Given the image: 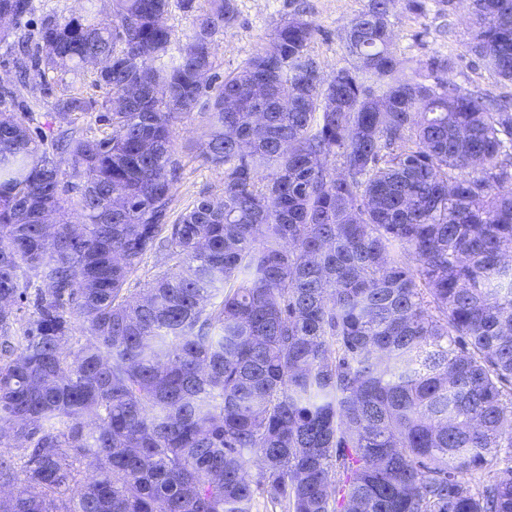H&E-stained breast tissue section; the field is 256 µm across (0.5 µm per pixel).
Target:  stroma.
Listing matches in <instances>:
<instances>
[{
  "mask_svg": "<svg viewBox=\"0 0 512 512\" xmlns=\"http://www.w3.org/2000/svg\"><path fill=\"white\" fill-rule=\"evenodd\" d=\"M367 3L368 0H235L236 23L213 37L215 70L222 76L236 71L268 44L277 26L301 10L317 27L309 51L318 60L324 77H331L350 64L344 31ZM468 4L469 0H397L388 17L392 51L408 75L426 83L435 80L426 63L438 58L448 63L443 77L450 84L463 90L512 97V83L494 77L469 50L473 25ZM88 5V0H34V12L19 22L16 36L28 39L45 19L61 21L84 12ZM47 82L44 90L19 85L15 52L0 44V88H13L19 102L16 113L27 125L50 139L67 130L98 137L108 134V127L89 116L73 114L61 118L55 104L64 94L65 83L57 73L49 74ZM206 134V117L200 111L182 117L174 126V156L183 168L182 178L172 191L174 211H182L198 198L220 194L224 187L223 168L205 163L199 155Z\"/></svg>",
  "mask_w": 512,
  "mask_h": 512,
  "instance_id": "stroma-1",
  "label": "stroma"
}]
</instances>
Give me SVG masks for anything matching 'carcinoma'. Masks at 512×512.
<instances>
[{"label":"carcinoma","mask_w":512,"mask_h":512,"mask_svg":"<svg viewBox=\"0 0 512 512\" xmlns=\"http://www.w3.org/2000/svg\"><path fill=\"white\" fill-rule=\"evenodd\" d=\"M207 2L178 0L183 43L171 0H112L24 51L37 86L107 61L101 111L56 108L112 132L49 143L0 111V489L25 481L0 512H252L257 487L284 512H512V468L462 481L512 448V103L406 75L396 0L352 18L332 80L297 15L204 101L236 20ZM473 4L470 49L512 83V0ZM197 108L223 195L174 217L173 128ZM57 149L81 224L42 221L66 215ZM165 249L185 266L126 296ZM177 0H172V8L168 16V25L172 26L175 34L180 39H184L186 34H189L193 28L194 12H184L177 7Z\"/></svg>","instance_id":"obj_1"}]
</instances>
